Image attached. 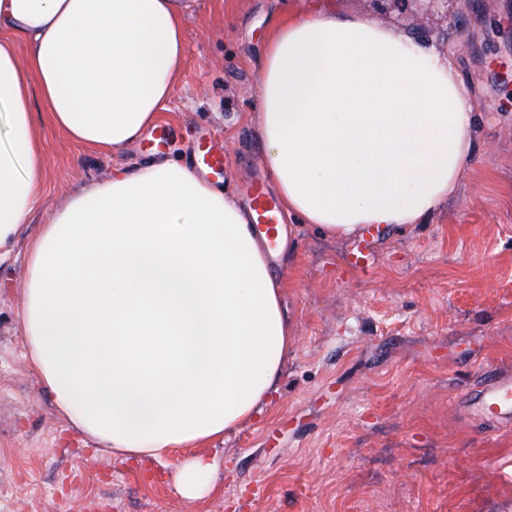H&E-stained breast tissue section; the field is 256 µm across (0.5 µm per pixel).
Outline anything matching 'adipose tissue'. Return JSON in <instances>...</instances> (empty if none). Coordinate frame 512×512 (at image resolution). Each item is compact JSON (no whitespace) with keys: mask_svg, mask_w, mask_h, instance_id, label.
<instances>
[{"mask_svg":"<svg viewBox=\"0 0 512 512\" xmlns=\"http://www.w3.org/2000/svg\"><path fill=\"white\" fill-rule=\"evenodd\" d=\"M198 0H0V259L36 204L35 115L113 150L152 125L179 78ZM256 115L288 215L331 237L423 223L473 158L475 102L453 56L376 21L310 9L270 20ZM271 265L250 213L186 164L117 169L74 192L30 248L22 318L58 412L113 452L161 460L253 418L292 341L291 255ZM190 458L176 488H213Z\"/></svg>","mask_w":512,"mask_h":512,"instance_id":"1","label":"adipose tissue"}]
</instances>
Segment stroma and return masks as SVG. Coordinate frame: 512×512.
I'll list each match as a JSON object with an SVG mask.
<instances>
[{"label": "stroma", "mask_w": 512, "mask_h": 512, "mask_svg": "<svg viewBox=\"0 0 512 512\" xmlns=\"http://www.w3.org/2000/svg\"><path fill=\"white\" fill-rule=\"evenodd\" d=\"M377 18L453 52L475 99V157L425 223L330 238L289 217L283 276L293 321L280 392L223 441L200 500L180 497L187 451L131 459L54 407L28 354L22 288L29 247L80 186L113 170L223 151L224 188L266 177L254 115L275 0H200L185 23L180 78L153 129L112 152L45 120L42 192L0 260V512H512V423L466 417L455 397L512 373V0H315ZM363 255L365 270L353 269Z\"/></svg>", "instance_id": "obj_1"}]
</instances>
